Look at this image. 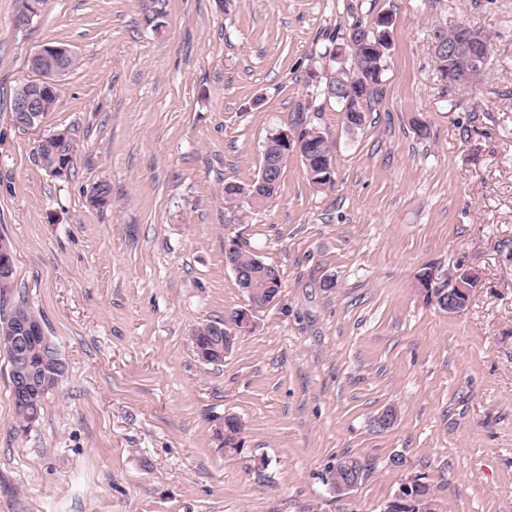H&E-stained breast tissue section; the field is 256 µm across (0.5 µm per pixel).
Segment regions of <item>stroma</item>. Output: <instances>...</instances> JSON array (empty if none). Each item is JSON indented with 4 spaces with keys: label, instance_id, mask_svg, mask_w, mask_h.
<instances>
[{
    "label": "stroma",
    "instance_id": "1",
    "mask_svg": "<svg viewBox=\"0 0 512 512\" xmlns=\"http://www.w3.org/2000/svg\"><path fill=\"white\" fill-rule=\"evenodd\" d=\"M21 7L0 0V237L15 254L0 307L42 317L65 373L22 426L0 350V512H381L410 475L448 512H512V0H167L156 32L140 0H45L23 27ZM382 15L383 94L351 132L317 94L319 54ZM467 22L493 58L448 93L433 35ZM45 46L80 64L21 129L13 93ZM311 99L332 184L288 156L275 196L233 223L225 184L253 183L268 135ZM56 131L77 146L61 177L36 153ZM230 237L282 286L208 365L195 330L247 306ZM428 267L478 274L465 309L426 302ZM390 407L395 424L374 427ZM228 415L237 455L214 439ZM344 455L371 472L339 495ZM243 427L236 416H226L224 418V452L229 454H238L243 450L244 438L242 436Z\"/></svg>",
    "mask_w": 512,
    "mask_h": 512
}]
</instances>
